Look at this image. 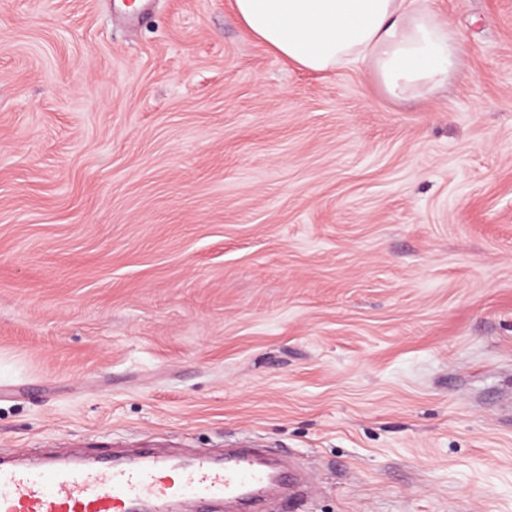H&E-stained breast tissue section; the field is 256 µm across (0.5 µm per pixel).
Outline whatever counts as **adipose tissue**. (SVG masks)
Instances as JSON below:
<instances>
[{
	"label": "adipose tissue",
	"mask_w": 512,
	"mask_h": 512,
	"mask_svg": "<svg viewBox=\"0 0 512 512\" xmlns=\"http://www.w3.org/2000/svg\"><path fill=\"white\" fill-rule=\"evenodd\" d=\"M234 9L298 67L361 69L395 102L432 98L464 66L461 37L420 0H234Z\"/></svg>",
	"instance_id": "ef3b65f1"
}]
</instances>
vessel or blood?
<instances>
[{"mask_svg": "<svg viewBox=\"0 0 512 512\" xmlns=\"http://www.w3.org/2000/svg\"><path fill=\"white\" fill-rule=\"evenodd\" d=\"M300 487L291 469L265 448H229L223 458L186 462L146 453L116 462L0 465V512H141L155 500L224 501L227 512H265L275 493Z\"/></svg>", "mask_w": 512, "mask_h": 512, "instance_id": "vessel-or-blood-1", "label": "vessel or blood"}]
</instances>
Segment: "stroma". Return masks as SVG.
<instances>
[{
    "mask_svg": "<svg viewBox=\"0 0 512 512\" xmlns=\"http://www.w3.org/2000/svg\"><path fill=\"white\" fill-rule=\"evenodd\" d=\"M233 0H0V453L218 454L277 512H512V0L393 103Z\"/></svg>",
    "mask_w": 512,
    "mask_h": 512,
    "instance_id": "1",
    "label": "stroma"
}]
</instances>
